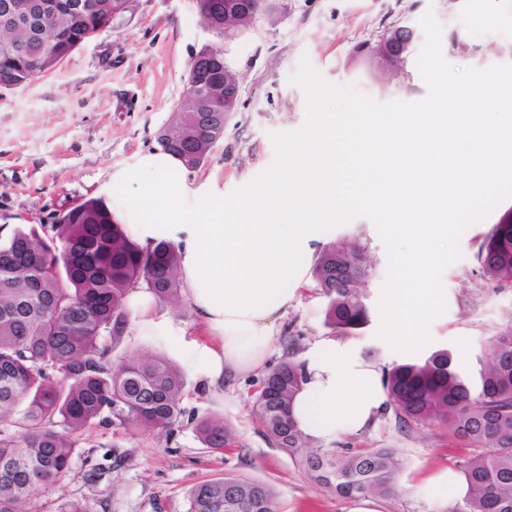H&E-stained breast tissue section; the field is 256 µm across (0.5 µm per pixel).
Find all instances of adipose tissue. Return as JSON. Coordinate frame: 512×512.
Here are the masks:
<instances>
[{
  "label": "adipose tissue",
  "instance_id": "adipose-tissue-1",
  "mask_svg": "<svg viewBox=\"0 0 512 512\" xmlns=\"http://www.w3.org/2000/svg\"><path fill=\"white\" fill-rule=\"evenodd\" d=\"M479 101L512 112V76L441 87L414 112H352L286 137V168L229 210L213 198L186 204V171L162 151L113 172L112 215L126 236L144 248L178 240L187 297L216 341L203 354L210 385L263 366L314 243L352 203L385 214L394 237L419 240L399 262L405 286L389 302L387 339L405 351L424 344L414 326L436 300L426 270L448 245V217L493 187L512 155L511 133L474 121ZM384 402L376 368L325 343L311 354L291 414L301 432L327 441L363 430Z\"/></svg>",
  "mask_w": 512,
  "mask_h": 512
}]
</instances>
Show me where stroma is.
<instances>
[{
  "instance_id": "stroma-1",
  "label": "stroma",
  "mask_w": 512,
  "mask_h": 512,
  "mask_svg": "<svg viewBox=\"0 0 512 512\" xmlns=\"http://www.w3.org/2000/svg\"><path fill=\"white\" fill-rule=\"evenodd\" d=\"M403 23L418 32L408 73L381 83L355 62L353 50ZM214 41L195 0H131L112 31L27 85L0 91V242L18 225L54 223L88 198L111 204L113 171L158 150V133L174 117L195 53ZM225 52L240 75L238 109L206 162L188 173L187 186L229 204L282 169L286 136L324 121L318 93L329 95L335 112H413L435 97L439 83L512 75V0H275L274 12L259 16ZM511 208L512 162L497 190L449 216L448 256L429 268L440 293L419 328L427 341L409 353L386 340L388 303L400 286L395 264L407 244L386 233L379 213L349 206L315 248L347 237L365 248L373 266L364 290L369 324L348 334L329 329L324 298L306 285L279 322L280 340L266 369L291 347L305 362L314 347L332 342L381 369L413 354L457 350L463 339L468 349L458 366L476 371L489 336L512 325V288L481 279L477 259L484 236ZM153 316L157 331L128 327L121 352L161 355L181 370L184 416L168 431L88 429L69 473L56 487L37 489L29 512H58L66 501L84 512H188L192 487L225 476L266 483L280 512H351L355 499L316 485L268 441L254 407L263 371L212 387L200 356L212 343L210 332L190 303L178 309L156 303ZM211 415L223 417L233 432L230 449L216 451L197 438L195 419ZM328 445L387 448L399 457L397 491L377 498L380 512H434L422 484L470 451L446 427L406 424L389 409Z\"/></svg>"
}]
</instances>
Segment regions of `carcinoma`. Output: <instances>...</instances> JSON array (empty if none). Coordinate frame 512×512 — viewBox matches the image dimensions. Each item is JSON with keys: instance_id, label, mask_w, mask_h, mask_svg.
<instances>
[{"instance_id": "cac0c4a2", "label": "carcinoma", "mask_w": 512, "mask_h": 512, "mask_svg": "<svg viewBox=\"0 0 512 512\" xmlns=\"http://www.w3.org/2000/svg\"><path fill=\"white\" fill-rule=\"evenodd\" d=\"M100 0H84L87 14L61 9L37 15L14 53L0 50V90L15 89L59 64L61 47L72 48L108 30L96 15ZM267 0H196L202 22L224 32L247 31ZM239 82L224 63V50L189 69L186 90L216 79ZM224 139V101L212 112H176L158 135L161 150L187 170L206 161ZM180 253L161 240L142 248L129 240L99 199L63 211L53 224L15 228L0 243V512H28L32 492L56 485L69 471L82 432L98 423L132 434L167 431L185 414L183 378L168 359L131 356L112 363V351L129 325L125 298L142 284L160 302L180 303ZM481 273L512 286V209L485 236ZM372 266L354 238L327 248L317 259L316 288L327 299L325 323L340 332L369 322L363 284ZM306 378L305 363L289 353L265 376L256 411L268 440L294 458L319 485L342 498L396 492L399 467L388 450L311 448L290 415ZM386 405L404 421L444 425L473 446L456 461L467 492L459 512H512V327L490 337L474 373L460 371L446 350L382 372ZM199 440L220 450L233 443L217 416L195 424ZM189 512H277L265 483L235 477L204 481L189 492Z\"/></svg>"}]
</instances>
